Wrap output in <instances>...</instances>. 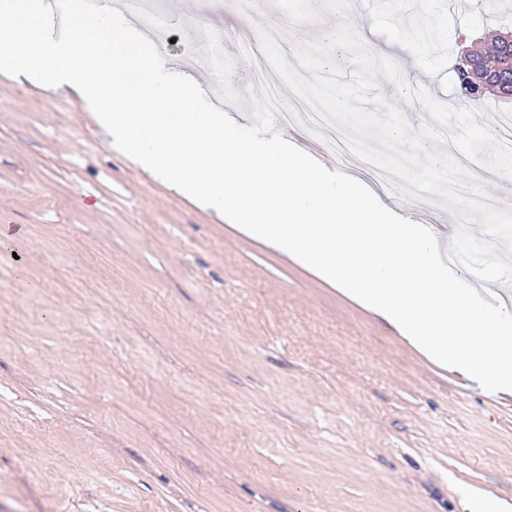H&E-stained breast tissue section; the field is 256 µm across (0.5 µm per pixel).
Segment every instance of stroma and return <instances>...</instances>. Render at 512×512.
<instances>
[{"label": "stroma", "instance_id": "1", "mask_svg": "<svg viewBox=\"0 0 512 512\" xmlns=\"http://www.w3.org/2000/svg\"><path fill=\"white\" fill-rule=\"evenodd\" d=\"M176 16L166 68L253 125L262 31L286 58L343 19L313 0H158ZM373 56L501 135L512 103H464L467 50L512 33V0H352ZM244 57L213 81L226 34ZM284 138L431 226L442 257L480 216L375 179L348 145ZM512 207V179L462 159ZM0 512H466L512 501V399L428 360L312 268L247 235L110 147L76 94L0 74Z\"/></svg>", "mask_w": 512, "mask_h": 512}]
</instances>
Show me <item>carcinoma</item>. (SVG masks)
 Returning a JSON list of instances; mask_svg holds the SVG:
<instances>
[{
  "label": "carcinoma",
  "instance_id": "1",
  "mask_svg": "<svg viewBox=\"0 0 512 512\" xmlns=\"http://www.w3.org/2000/svg\"><path fill=\"white\" fill-rule=\"evenodd\" d=\"M465 61L456 74L472 72L481 86L493 89L501 99L512 100V35L497 37L482 51L467 52Z\"/></svg>",
  "mask_w": 512,
  "mask_h": 512
}]
</instances>
